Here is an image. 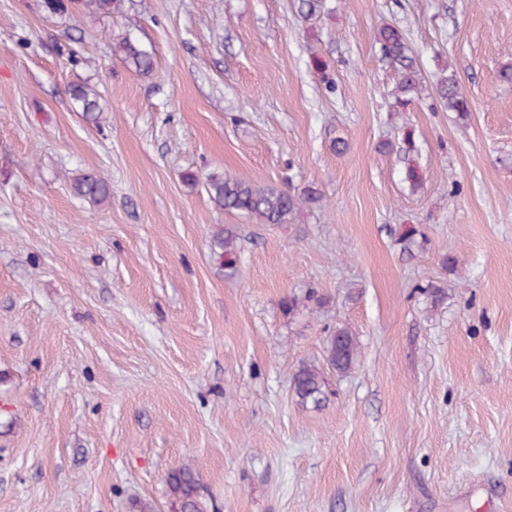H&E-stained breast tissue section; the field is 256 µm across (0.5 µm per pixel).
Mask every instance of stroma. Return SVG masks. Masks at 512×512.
Listing matches in <instances>:
<instances>
[{
  "label": "stroma",
  "instance_id": "obj_1",
  "mask_svg": "<svg viewBox=\"0 0 512 512\" xmlns=\"http://www.w3.org/2000/svg\"><path fill=\"white\" fill-rule=\"evenodd\" d=\"M327 6L121 0L69 18L0 0V512H170L185 463L209 512H512V0ZM385 23L427 87L404 112ZM121 34L151 75L114 53ZM451 73L464 119L437 94ZM83 82L100 124L69 98ZM408 128L416 190L382 148ZM189 171L322 203L255 224ZM79 173L108 198L74 195ZM222 227L241 237L231 276L211 258ZM407 227L425 239L412 258ZM312 290L322 306L284 312ZM338 326L359 342L344 374L325 360ZM305 363L318 410L293 392ZM294 393L302 406L320 409L326 401L321 370L311 364H302L294 374Z\"/></svg>",
  "mask_w": 512,
  "mask_h": 512
}]
</instances>
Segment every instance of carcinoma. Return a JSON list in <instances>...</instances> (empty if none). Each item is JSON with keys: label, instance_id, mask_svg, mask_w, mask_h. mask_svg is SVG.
<instances>
[{"label": "carcinoma", "instance_id": "cac0c4a2", "mask_svg": "<svg viewBox=\"0 0 512 512\" xmlns=\"http://www.w3.org/2000/svg\"><path fill=\"white\" fill-rule=\"evenodd\" d=\"M120 0H44V10L51 15H66L84 10L91 17L110 14L119 8ZM381 58L386 60L397 75L393 92L395 107L407 110L422 96L423 77L419 62L411 52L402 31L394 25L382 26L375 35ZM114 51L142 75L153 72L151 56L134 44L128 36H122L114 44ZM438 95L451 112L466 116L469 112L467 98L463 94L455 74L440 79ZM69 95L84 118L99 124L103 114L97 91L86 83H75L69 87ZM403 179L414 189L422 185L419 169L409 158L415 152L411 132L402 139ZM203 185L207 194L217 204L228 211L246 215L259 224H287L305 205L320 202V194L312 187L299 192L272 185H257L250 181L209 174ZM75 195L101 202L109 195L107 181L94 175L81 174L72 178ZM211 256L219 269L232 273L237 270L240 247L237 235L228 228L218 230L212 239ZM359 344L357 338L345 327L331 331L325 342L327 365L339 373L350 371L356 363ZM294 393L303 406L319 409L326 401L321 370L304 363L294 374ZM169 494L174 512H208V507L200 496L199 475L193 468L184 465L171 471L167 478Z\"/></svg>", "mask_w": 512, "mask_h": 512}]
</instances>
